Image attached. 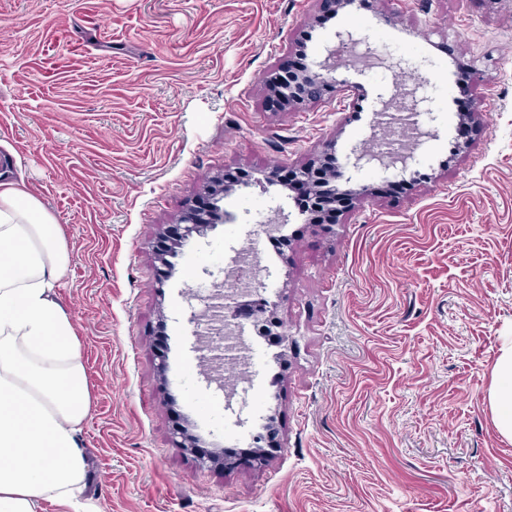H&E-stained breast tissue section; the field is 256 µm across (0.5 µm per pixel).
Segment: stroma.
Masks as SVG:
<instances>
[{
  "mask_svg": "<svg viewBox=\"0 0 512 512\" xmlns=\"http://www.w3.org/2000/svg\"><path fill=\"white\" fill-rule=\"evenodd\" d=\"M343 29L429 79L438 135L407 171L360 173L368 196L321 225L265 175L344 161L401 68L295 108L266 78ZM240 171L230 221L156 262L169 226ZM2 178L64 232L53 293L85 367L97 512H512V438L487 403L512 334V0H0ZM276 207L280 244L251 220ZM247 233L288 347L247 327L239 426L186 315ZM271 414L256 466L244 451ZM178 428L232 459L200 466Z\"/></svg>",
  "mask_w": 512,
  "mask_h": 512,
  "instance_id": "35a3bbf8",
  "label": "stroma"
}]
</instances>
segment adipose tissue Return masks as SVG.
Masks as SVG:
<instances>
[{"instance_id": "obj_1", "label": "adipose tissue", "mask_w": 512, "mask_h": 512, "mask_svg": "<svg viewBox=\"0 0 512 512\" xmlns=\"http://www.w3.org/2000/svg\"><path fill=\"white\" fill-rule=\"evenodd\" d=\"M68 255L55 217L27 190L0 181V512H38L51 499L86 512L89 459L77 434L89 409L84 368L53 293ZM488 403L512 438V335L504 337Z\"/></svg>"}]
</instances>
